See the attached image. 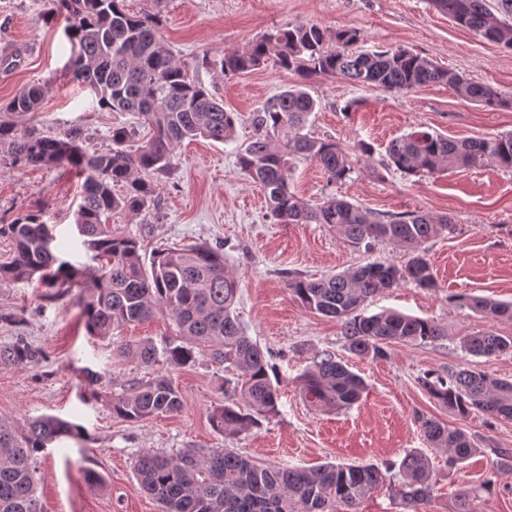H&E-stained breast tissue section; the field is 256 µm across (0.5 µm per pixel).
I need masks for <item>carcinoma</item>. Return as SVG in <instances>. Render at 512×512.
I'll return each instance as SVG.
<instances>
[{
  "label": "carcinoma",
  "mask_w": 512,
  "mask_h": 512,
  "mask_svg": "<svg viewBox=\"0 0 512 512\" xmlns=\"http://www.w3.org/2000/svg\"><path fill=\"white\" fill-rule=\"evenodd\" d=\"M50 15L67 20V36L78 55L70 60L73 76L84 82L99 105L112 112H134L150 136L136 148L128 133L112 129V148L88 152L82 132L64 137L18 123L39 110L45 86L22 88L0 106V158L13 166L50 167L75 171L83 178L76 223L84 226L85 244L100 266L90 272L54 253V240L44 211L28 212L0 224V238L13 245L11 260L0 263V282L31 284L52 299L79 287L78 299L88 335L106 339L125 326L153 319L167 321L162 347L151 340L122 346L118 353L149 366L162 356L179 368L199 355L224 368V394L245 403L225 401L211 410L213 428L242 433L273 416L278 408L277 385L264 351L248 336L236 311L239 279L224 264V254L206 244L168 248L145 264L141 240L110 223L116 212L153 213L157 188L154 176L167 172L176 147L197 137L216 142L235 138L238 116L224 109L197 79L201 67L234 77L270 64L305 79L340 76L362 87L384 92L412 91L430 84L452 86L457 94L487 108H512V95L466 79L405 48L360 49L357 29L328 33L315 24L276 27L222 55L180 61L160 36L164 0L152 11L134 13L126 0H50ZM457 26L512 48V0H429ZM316 101L295 85L269 98L250 118L252 135L240 145L237 161L243 175L259 185L269 214L280 224H326L353 246L387 242L402 248L407 260L396 265L373 262L318 280L290 277L288 291L307 310L341 323L347 349L361 358L385 355L391 343L434 341L447 335L431 319L396 311L368 314L365 303L381 290L402 284L436 287L426 252L428 240L454 228L452 218L426 212L376 217L362 206L328 197L312 204L290 191L288 172L296 158L309 159L327 181H345L354 161L335 140L314 138L303 129ZM388 166L407 177L452 168L494 163L512 170V133L454 138L419 127L386 146ZM462 306L491 317H511L512 304L466 295ZM465 353L491 358L512 348V338L492 331L463 338ZM44 351L24 336L0 344V366H36ZM301 391L322 409L347 408L364 390L360 376L335 355L324 353L300 376ZM421 386L439 405L462 419L482 411L512 421V381L488 372L459 367L421 378ZM112 414L130 422H147L178 414L183 398L167 375L159 372L133 381L105 396ZM429 447L448 453L453 467L477 448L460 427L433 418H418ZM62 437L82 438L83 428L53 416L16 427L0 420V512H41L36 495L40 480L37 460ZM136 489L159 502L161 512H357L358 505L386 481L370 464H322L314 467L258 464L224 448H192L175 455L141 452L132 459ZM402 481L395 496L405 512H422L434 493L430 462L421 452L400 463Z\"/></svg>",
  "instance_id": "1"
}]
</instances>
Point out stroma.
Wrapping results in <instances>:
<instances>
[{
    "mask_svg": "<svg viewBox=\"0 0 512 512\" xmlns=\"http://www.w3.org/2000/svg\"><path fill=\"white\" fill-rule=\"evenodd\" d=\"M49 8V0H0V56H20L13 68L0 66V104L28 83H44L46 95L34 124L59 137L77 127L88 151L111 148L113 128L134 127L137 118L102 109L94 93L74 78L67 21L61 15L48 18ZM298 23L330 33L356 28L365 47L406 48L512 94V49L455 25L427 0H166L161 35L177 58L190 61L244 47L267 30ZM199 78L225 109L238 113L236 141H184L170 171L156 179V212L118 214L113 221L140 238L148 254L174 244L221 248L227 268L240 281L237 311L274 367L279 412L235 436L217 432L209 414L224 399V370L202 357L167 371L183 397L179 414L145 423L118 418L104 399L92 396L83 370L103 372L112 393L152 375V368L120 356L118 349L147 337L161 341L164 321L131 326L103 341L87 335L77 290L50 301L39 289L0 283V312L22 318L17 325L0 323V343L24 336L45 353L37 366L0 367V419L20 424L53 415L87 433L83 440L61 438L41 456L37 495L42 512H161L157 501L136 491L132 458L140 451L185 448H230L261 464H372L394 481L405 454L422 451L435 483L424 512H457L463 489L471 492L472 512H512V475L496 469L500 453L512 452V422L481 411L457 420L419 384L425 374L464 365L512 380V350L487 359L461 348L463 337L477 332L512 337V319L462 309L455 301L468 294L512 302V171L485 164L407 178L384 166L385 148L396 136L420 126L451 137L493 136L512 131V108L488 110L443 84L390 93L339 77L303 81L275 66L231 78L203 69ZM301 82L317 101L308 133L331 137L353 154L365 141L374 154L370 161L356 162L349 178L336 184L328 183L314 162L294 161L291 191L313 202L336 196L374 213L425 211L455 222L453 233L425 245L436 288L385 289L366 304L371 313L396 310L436 320L447 336L393 344L385 358L361 359L346 348L336 320L308 311L289 294L285 278L290 274L318 279L369 262L406 259L402 249L385 243L354 247L322 224L274 223L262 189L241 173L237 149L252 132V112ZM81 183V176L62 169L0 161V224L44 210L55 253L75 266L95 267L75 221ZM326 350L365 381L361 400L350 408L323 410L302 396L300 374ZM422 416L462 425L478 454L448 467L446 453L424 439L418 424ZM90 469L100 474L103 486L87 481Z\"/></svg>",
    "mask_w": 512,
    "mask_h": 512,
    "instance_id": "obj_1",
    "label": "stroma"
}]
</instances>
